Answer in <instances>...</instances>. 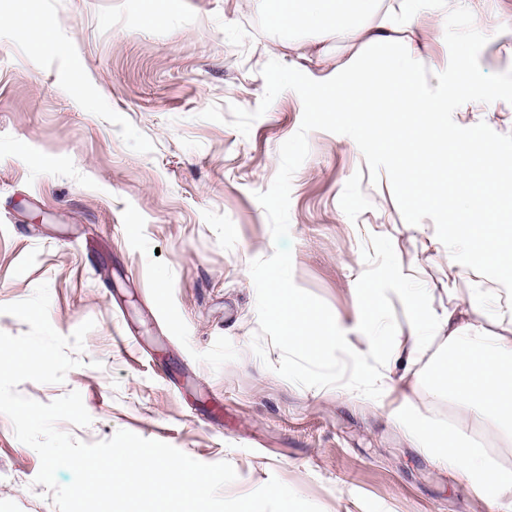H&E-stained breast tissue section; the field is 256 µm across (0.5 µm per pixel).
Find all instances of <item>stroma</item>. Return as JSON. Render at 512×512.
I'll return each mask as SVG.
<instances>
[{
	"mask_svg": "<svg viewBox=\"0 0 512 512\" xmlns=\"http://www.w3.org/2000/svg\"><path fill=\"white\" fill-rule=\"evenodd\" d=\"M59 48L34 49L18 25L22 0H0V305L49 286V319L71 334L94 320L79 366L58 384L18 391L41 403L79 392L86 426L59 422L86 442L127 430L166 442L203 463L226 461L229 497L278 478L323 512H492L409 434L407 423L465 428L495 469L512 472V438L448 395L437 378L447 326L424 351L403 344L411 325L392 298L398 331L370 400L340 387L305 388L251 350L259 330L249 263L288 249L298 287L325 301L352 349L359 332L361 248L388 236L404 275L426 287L435 314L473 318L469 294L490 295V334L512 336V304L497 283L455 262L431 219L407 224L387 175L371 183L350 137L308 136L292 179L290 230L274 241L255 192L267 190L280 145L300 127L291 90L242 136L201 119L207 107L255 109L262 67L274 59L326 79L358 52L351 93L385 95L396 77L370 70L373 46L330 47L316 32L270 22L272 0H34ZM479 55L488 73L512 70V0H479ZM444 19L422 16L413 37L427 46L437 86L449 52ZM455 122L512 133V104L495 112L466 103ZM40 458L0 414V512H57L35 484Z\"/></svg>",
	"mask_w": 512,
	"mask_h": 512,
	"instance_id": "obj_1",
	"label": "stroma"
}]
</instances>
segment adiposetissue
<instances>
[{"mask_svg":"<svg viewBox=\"0 0 512 512\" xmlns=\"http://www.w3.org/2000/svg\"><path fill=\"white\" fill-rule=\"evenodd\" d=\"M373 0H281L271 14L274 26L301 31L317 29L322 40L337 38L350 42L368 36L383 52L371 65L398 72L391 96L351 98L345 93L343 76L333 77L324 91L313 96L319 112H353L369 118L378 112H409L425 117L448 109L442 99L422 93L419 70L424 46L409 33L420 16L428 13H467L476 0H394L376 25L362 28L359 19L372 10ZM446 349L439 373L449 395L461 397L473 411L490 420L497 431L512 436V336L489 335L482 319L475 318L448 328ZM414 436L432 449L438 460L448 465L477 494L496 489L491 506L494 512H512V473L496 472L488 461L471 448L466 433L442 432L434 428L414 429Z\"/></svg>","mask_w":512,"mask_h":512,"instance_id":"1","label":"adipose tissue"}]
</instances>
